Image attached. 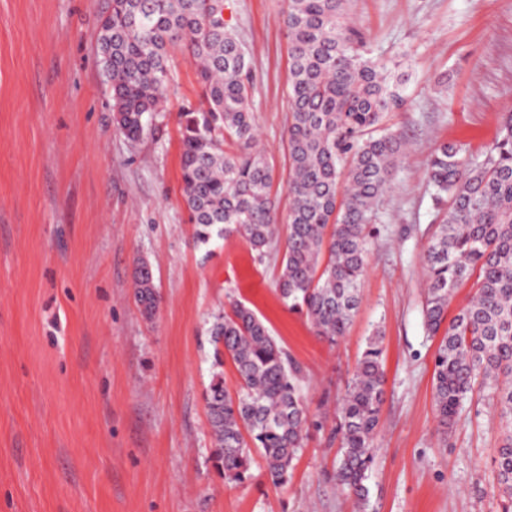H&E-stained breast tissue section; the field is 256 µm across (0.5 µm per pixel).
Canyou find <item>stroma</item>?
Segmentation results:
<instances>
[{
	"mask_svg": "<svg viewBox=\"0 0 512 512\" xmlns=\"http://www.w3.org/2000/svg\"><path fill=\"white\" fill-rule=\"evenodd\" d=\"M105 0H0V512H502L499 415L476 388L448 433L433 399L421 314L435 218L428 161L443 142L477 155L512 113V0H349L374 57L402 61L405 107L386 124L408 154L380 205L362 302L345 338H318L276 291L282 249L197 243L182 200L178 114L200 86L185 53L158 130L115 132L100 77ZM287 0H224L251 60L252 106L289 198ZM159 307L134 297L139 262ZM250 308L299 362L315 422L288 483L226 487L204 402L209 328ZM383 332L380 451L366 505L336 487V404L373 328Z\"/></svg>",
	"mask_w": 512,
	"mask_h": 512,
	"instance_id": "1",
	"label": "stroma"
}]
</instances>
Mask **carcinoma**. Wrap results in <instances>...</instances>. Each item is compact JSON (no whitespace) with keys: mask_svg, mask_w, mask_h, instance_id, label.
Returning <instances> with one entry per match:
<instances>
[{"mask_svg":"<svg viewBox=\"0 0 512 512\" xmlns=\"http://www.w3.org/2000/svg\"><path fill=\"white\" fill-rule=\"evenodd\" d=\"M348 0H288L291 119L287 142L288 233L277 290L331 344L346 336L361 301L373 224L405 158L402 137L384 127L406 104L404 75L360 50ZM98 52L112 88L116 132L137 141L164 111L172 87L170 49L182 48L201 99L179 113L182 193L195 238L244 239L259 257L276 232L274 165L260 145L251 107L248 54L224 24V0H109ZM438 223L424 246V325L440 337L433 388L443 434L477 381L493 386L501 420L495 457L499 493L512 512V113L480 155L440 144L430 157ZM475 292L450 318L463 282ZM135 297L159 306L147 264ZM215 365L235 366V393L213 377L205 394L212 445L224 483L252 478L253 455L274 488L288 483L313 420L300 391L301 368L247 306L235 303L210 330ZM381 332L369 338L336 406L337 487L366 502L379 451L385 373Z\"/></svg>","mask_w":512,"mask_h":512,"instance_id":"cac0c4a2","label":"carcinoma"}]
</instances>
